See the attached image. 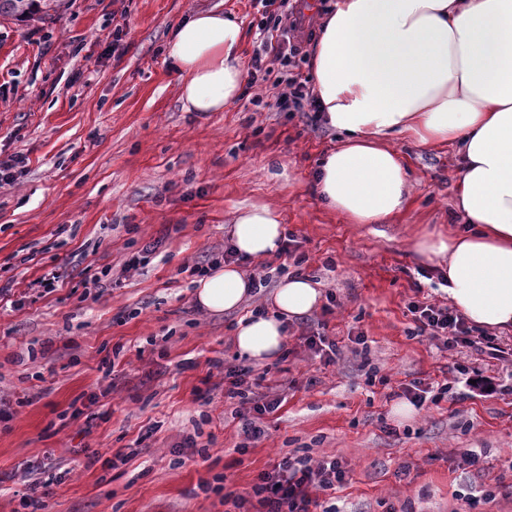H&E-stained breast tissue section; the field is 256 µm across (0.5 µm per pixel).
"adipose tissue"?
<instances>
[{"instance_id":"obj_1","label":"adipose tissue","mask_w":512,"mask_h":512,"mask_svg":"<svg viewBox=\"0 0 512 512\" xmlns=\"http://www.w3.org/2000/svg\"><path fill=\"white\" fill-rule=\"evenodd\" d=\"M240 21L194 14L165 46L188 112H220L240 95ZM319 109L342 141L320 162L319 200L352 224H385L409 205L407 170L392 145L456 146L462 229L418 235L414 250L444 256L448 300L471 324L512 334V0H335L313 49ZM230 237L258 258L284 238L267 205L238 210ZM251 280L227 264L202 277L198 307L237 310ZM320 292L303 275L284 277L271 312L240 319L234 343L257 363L281 355L288 320L310 313Z\"/></svg>"}]
</instances>
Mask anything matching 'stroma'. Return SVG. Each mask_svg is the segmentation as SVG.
Here are the masks:
<instances>
[{
	"label": "stroma",
	"mask_w": 512,
	"mask_h": 512,
	"mask_svg": "<svg viewBox=\"0 0 512 512\" xmlns=\"http://www.w3.org/2000/svg\"><path fill=\"white\" fill-rule=\"evenodd\" d=\"M211 10L241 20L250 67L260 0H59L41 22L0 17V161L25 165L0 185V286L12 298L0 306V512H239L226 489L245 491L300 450L345 462L344 485L318 497L337 512H512V366L438 349L408 310L448 302L435 286L445 260H421L409 241L453 227L452 150L397 138L409 207L387 224L349 223L313 191L339 141L317 113L280 111L268 82L224 111L184 110L163 48ZM253 205L279 212L322 299L289 322L278 359L255 365L282 404L248 442L221 367L241 363L237 322L271 290L211 316L189 269ZM153 241L150 262L124 270ZM52 269L57 290L39 294ZM313 332L364 336L368 354L323 365L303 340ZM458 363L497 392H471ZM413 380L448 392L394 415ZM29 487L39 504L26 509Z\"/></svg>",
	"instance_id": "1"
}]
</instances>
